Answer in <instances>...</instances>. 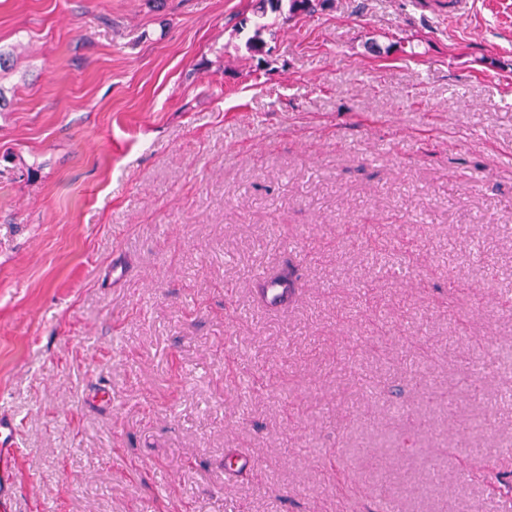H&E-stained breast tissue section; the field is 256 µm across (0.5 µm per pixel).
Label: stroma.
<instances>
[{"label":"stroma","mask_w":512,"mask_h":512,"mask_svg":"<svg viewBox=\"0 0 512 512\" xmlns=\"http://www.w3.org/2000/svg\"><path fill=\"white\" fill-rule=\"evenodd\" d=\"M252 5L0 0L14 512H512V0ZM297 291L298 288H288V285L275 279H264V288H262L267 305L274 309L287 307ZM476 374L473 372L469 382L465 379L462 381L468 400L481 407V412L477 416L465 420L466 429L475 433L485 429L488 416L491 415L496 405V400L484 390Z\"/></svg>","instance_id":"obj_1"}]
</instances>
